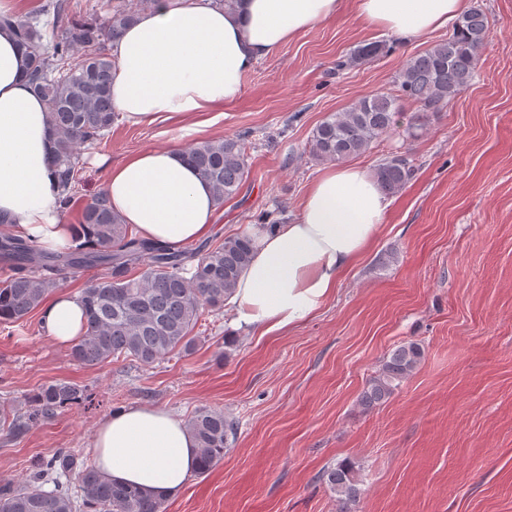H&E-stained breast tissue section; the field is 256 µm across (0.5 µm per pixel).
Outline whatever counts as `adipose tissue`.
<instances>
[{"instance_id": "ef3b65f1", "label": "adipose tissue", "mask_w": 512, "mask_h": 512, "mask_svg": "<svg viewBox=\"0 0 512 512\" xmlns=\"http://www.w3.org/2000/svg\"><path fill=\"white\" fill-rule=\"evenodd\" d=\"M359 21L408 39L447 26L465 0H353ZM344 0H244L241 10L210 0H161L113 49L112 105L130 125L184 124L244 92L262 59L335 17ZM27 60L0 29V219L51 251L86 242L88 228L62 220L49 114L25 78ZM103 191L140 238L178 249L215 231L217 206L184 148L139 150L108 164ZM390 202L367 169L346 164L309 184L296 216L262 232L228 300L235 327L286 331L331 299L383 224ZM59 346L84 332L79 293L62 291L40 310ZM93 462L106 477L175 498L198 462L197 444L167 410L135 404L100 420Z\"/></svg>"}]
</instances>
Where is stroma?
I'll use <instances>...</instances> for the list:
<instances>
[{
	"instance_id": "1",
	"label": "stroma",
	"mask_w": 512,
	"mask_h": 512,
	"mask_svg": "<svg viewBox=\"0 0 512 512\" xmlns=\"http://www.w3.org/2000/svg\"><path fill=\"white\" fill-rule=\"evenodd\" d=\"M487 17L489 39L469 86L436 112L403 101L404 124L355 164L375 170L403 155L415 167L374 242L312 318L262 335L233 328L230 310H204L195 344L152 365L86 367L46 336L39 313L0 324V402L16 408L56 383L79 386L90 406L14 439L0 433V482L27 483L31 463L70 453L91 463L99 420L134 403L180 419L199 406L237 423L223 461L190 475L166 512H338L324 472L360 468L355 512H512V0H468ZM441 28L402 40L342 11L261 60L244 93L208 126L116 120L103 142L82 148L76 204L106 176L99 158L227 135L247 143L249 176L215 218L212 242L296 214L323 163L307 145L328 115L395 89L406 60L447 38ZM386 52L350 63L365 44ZM419 343L418 369L381 405L360 396L384 358Z\"/></svg>"
}]
</instances>
